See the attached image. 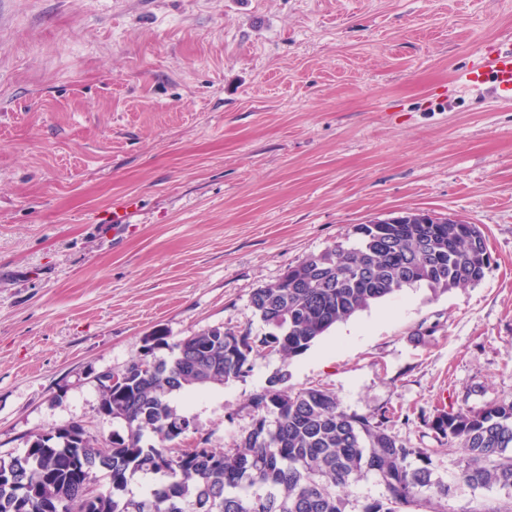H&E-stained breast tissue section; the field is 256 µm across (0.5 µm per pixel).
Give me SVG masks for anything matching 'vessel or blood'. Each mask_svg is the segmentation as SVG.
Wrapping results in <instances>:
<instances>
[{"label": "vessel or blood", "mask_w": 512, "mask_h": 512, "mask_svg": "<svg viewBox=\"0 0 512 512\" xmlns=\"http://www.w3.org/2000/svg\"><path fill=\"white\" fill-rule=\"evenodd\" d=\"M463 83L476 94L512 107V46L486 51L479 64L464 73Z\"/></svg>", "instance_id": "obj_1"}]
</instances>
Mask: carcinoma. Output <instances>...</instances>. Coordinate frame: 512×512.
Returning <instances> with one entry per match:
<instances>
[{"mask_svg":"<svg viewBox=\"0 0 512 512\" xmlns=\"http://www.w3.org/2000/svg\"><path fill=\"white\" fill-rule=\"evenodd\" d=\"M383 240L370 251L363 237L338 242L288 268L284 278L256 289L250 305L268 328L209 327L170 345L161 333L145 341L143 357L129 362L123 380L100 385V411L124 424L109 438L69 422L57 441L41 434L23 453L0 457V512H346L344 490L369 473L384 485L382 498L362 512H447L450 486L433 478L425 448H409L391 432V416L348 414L334 394L294 390L276 374L252 396L251 430L232 452L207 447L189 455L176 448L181 425L193 421L172 404L183 391L246 376L254 353L287 358L306 351L334 325L397 291L426 286L434 292L479 284L490 267L485 235L476 224H375ZM166 347L169 355L155 350ZM425 426L467 456L458 480L472 488L512 489V399L479 410L440 411ZM159 445L145 444V433ZM169 475L145 497L127 490L136 474ZM98 495L85 504V488Z\"/></svg>","mask_w":512,"mask_h":512,"instance_id":"cac0c4a2","label":"carcinoma"}]
</instances>
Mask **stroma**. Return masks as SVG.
<instances>
[{
  "instance_id": "35a3bbf8",
  "label": "stroma",
  "mask_w": 512,
  "mask_h": 512,
  "mask_svg": "<svg viewBox=\"0 0 512 512\" xmlns=\"http://www.w3.org/2000/svg\"><path fill=\"white\" fill-rule=\"evenodd\" d=\"M511 40L512 0H0V453L67 422L111 436L96 376L147 335H263L254 290L426 210L481 227V283L403 289L173 403L181 446L229 451L284 369L394 411L452 482L425 420L512 398V110L455 79ZM464 507L512 512V490L454 484Z\"/></svg>"
}]
</instances>
